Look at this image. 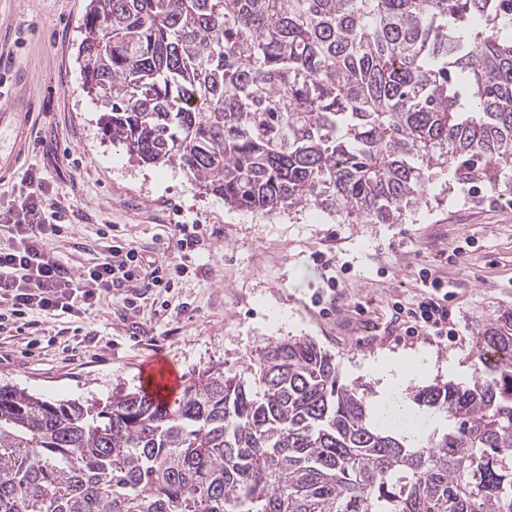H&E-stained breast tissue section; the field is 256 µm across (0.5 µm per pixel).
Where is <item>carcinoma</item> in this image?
I'll list each match as a JSON object with an SVG mask.
<instances>
[{
	"label": "carcinoma",
	"mask_w": 512,
	"mask_h": 512,
	"mask_svg": "<svg viewBox=\"0 0 512 512\" xmlns=\"http://www.w3.org/2000/svg\"><path fill=\"white\" fill-rule=\"evenodd\" d=\"M103 135L224 205L397 224L434 170L512 169V0H90ZM399 429L308 338L194 370L171 402L0 386V512H512V311Z\"/></svg>",
	"instance_id": "1"
}]
</instances>
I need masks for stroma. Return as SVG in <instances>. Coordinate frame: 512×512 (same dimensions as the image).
I'll return each instance as SVG.
<instances>
[{
    "instance_id": "obj_1",
    "label": "stroma",
    "mask_w": 512,
    "mask_h": 512,
    "mask_svg": "<svg viewBox=\"0 0 512 512\" xmlns=\"http://www.w3.org/2000/svg\"><path fill=\"white\" fill-rule=\"evenodd\" d=\"M89 0H0V85L14 64L28 67L22 90L0 109V205L16 197L27 170L41 173L52 196L74 207L54 244L70 270L96 262L105 242L133 247L142 263H170L176 225L213 231L196 255L198 273L172 291L145 288L137 310L127 289L102 292L81 317L39 316L36 326L0 334V386L27 389L51 402L106 400L115 385L141 388L155 359L178 374L221 361L237 367L266 342L306 337L334 355L344 382L361 385L389 422L404 425L410 388L473 375V333L488 316L512 310V195L482 191L442 174L429 207L400 224H339L308 209L264 217L225 207L199 191L176 165H142L104 139V106L83 89L79 54ZM463 257H455V250ZM335 256L336 302L322 312L311 295L323 272L310 255ZM453 286V341L408 337L392 315L393 299L418 290L420 268ZM434 361L406 387L382 388L377 361L408 354Z\"/></svg>"
}]
</instances>
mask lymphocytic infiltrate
I'll list each match as a JSON object with an SVG mask.
<instances>
[{"label":"lymphocytic infiltrate","instance_id":"f902f5d3","mask_svg":"<svg viewBox=\"0 0 512 512\" xmlns=\"http://www.w3.org/2000/svg\"><path fill=\"white\" fill-rule=\"evenodd\" d=\"M69 214V205L51 197L34 170L27 173L17 199L0 210V226L9 233L8 245L0 247V333L32 313L81 316L110 288L169 287L173 276L186 273L191 254L201 243L198 230L181 224L173 243L178 259L171 265L147 268L132 247L116 242L106 245L95 265L74 273L53 249L63 233L60 220ZM418 278L421 290L413 300L392 305L406 334L443 340L455 336L448 281L428 268L420 269Z\"/></svg>","mask_w":512,"mask_h":512}]
</instances>
